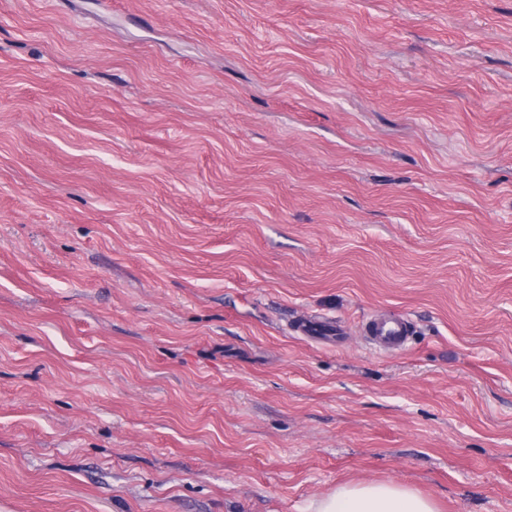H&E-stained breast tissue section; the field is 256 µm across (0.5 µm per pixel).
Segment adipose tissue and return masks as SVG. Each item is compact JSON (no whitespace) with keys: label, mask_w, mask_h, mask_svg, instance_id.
<instances>
[{"label":"adipose tissue","mask_w":512,"mask_h":512,"mask_svg":"<svg viewBox=\"0 0 512 512\" xmlns=\"http://www.w3.org/2000/svg\"><path fill=\"white\" fill-rule=\"evenodd\" d=\"M313 512H437L434 501L397 482L343 483L319 498Z\"/></svg>","instance_id":"1"}]
</instances>
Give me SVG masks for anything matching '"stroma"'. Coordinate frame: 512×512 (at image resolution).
Returning <instances> with one entry per match:
<instances>
[{
	"instance_id": "1",
	"label": "stroma",
	"mask_w": 512,
	"mask_h": 512,
	"mask_svg": "<svg viewBox=\"0 0 512 512\" xmlns=\"http://www.w3.org/2000/svg\"><path fill=\"white\" fill-rule=\"evenodd\" d=\"M366 480L512 512V0H0V512ZM364 333L378 351L402 353L408 347L410 328L403 318L374 319L366 323Z\"/></svg>"
}]
</instances>
